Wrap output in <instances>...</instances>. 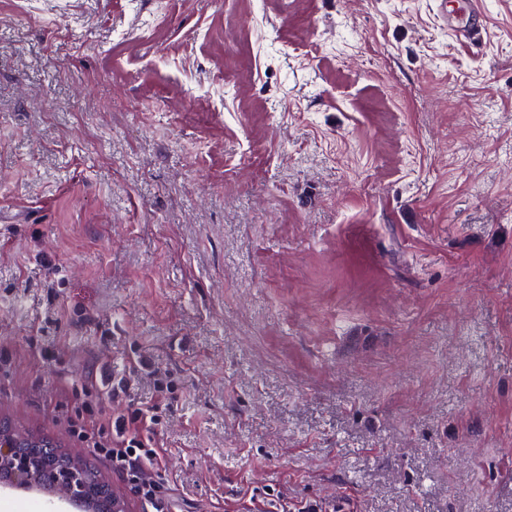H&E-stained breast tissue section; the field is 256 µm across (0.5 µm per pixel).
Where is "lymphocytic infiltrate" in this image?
<instances>
[{
  "label": "lymphocytic infiltrate",
  "instance_id": "lymphocytic-infiltrate-1",
  "mask_svg": "<svg viewBox=\"0 0 512 512\" xmlns=\"http://www.w3.org/2000/svg\"><path fill=\"white\" fill-rule=\"evenodd\" d=\"M173 390L170 380L155 375L151 400L112 420V431L108 434L96 422L102 413L101 408L88 401L77 410L70 423L72 438L91 448L115 475L130 483L141 503L142 512H172L173 509L168 487L154 477L164 452L157 409Z\"/></svg>",
  "mask_w": 512,
  "mask_h": 512
}]
</instances>
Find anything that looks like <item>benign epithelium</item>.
I'll list each match as a JSON object with an SVG mask.
<instances>
[{
  "label": "benign epithelium",
  "mask_w": 512,
  "mask_h": 512,
  "mask_svg": "<svg viewBox=\"0 0 512 512\" xmlns=\"http://www.w3.org/2000/svg\"><path fill=\"white\" fill-rule=\"evenodd\" d=\"M68 472L38 468L33 456L16 448L11 430L0 426V489L36 494L51 499L61 498L79 512H127L125 503L112 496L105 504L85 491L86 473L78 460L68 457Z\"/></svg>",
  "instance_id": "1"
}]
</instances>
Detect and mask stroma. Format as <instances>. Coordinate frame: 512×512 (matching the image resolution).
Returning <instances> with one entry per match:
<instances>
[{"instance_id":"1","label":"stroma","mask_w":512,"mask_h":512,"mask_svg":"<svg viewBox=\"0 0 512 512\" xmlns=\"http://www.w3.org/2000/svg\"><path fill=\"white\" fill-rule=\"evenodd\" d=\"M0 0V421L160 403L174 512H512V0ZM437 16L456 39L479 45L486 35L483 0H435Z\"/></svg>"}]
</instances>
